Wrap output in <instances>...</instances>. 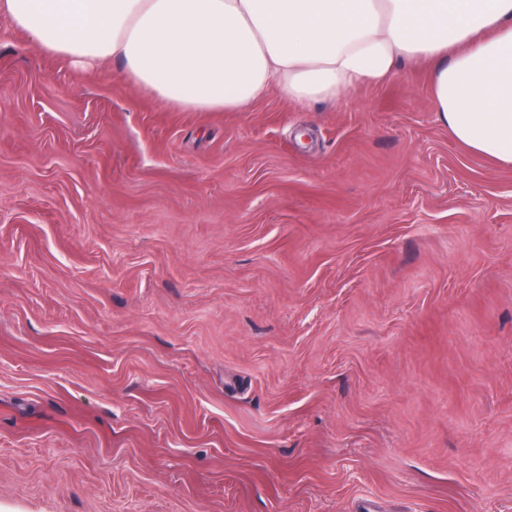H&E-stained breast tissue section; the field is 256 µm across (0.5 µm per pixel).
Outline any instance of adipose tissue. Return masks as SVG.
<instances>
[{
    "mask_svg": "<svg viewBox=\"0 0 512 512\" xmlns=\"http://www.w3.org/2000/svg\"><path fill=\"white\" fill-rule=\"evenodd\" d=\"M79 70L118 64L167 107L301 105L433 66L439 121L512 165V0H0V17Z\"/></svg>",
    "mask_w": 512,
    "mask_h": 512,
    "instance_id": "obj_1",
    "label": "adipose tissue"
}]
</instances>
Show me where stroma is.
<instances>
[{
    "label": "stroma",
    "mask_w": 512,
    "mask_h": 512,
    "mask_svg": "<svg viewBox=\"0 0 512 512\" xmlns=\"http://www.w3.org/2000/svg\"><path fill=\"white\" fill-rule=\"evenodd\" d=\"M512 512V166L430 67L184 112L0 22V512Z\"/></svg>",
    "instance_id": "stroma-1"
}]
</instances>
